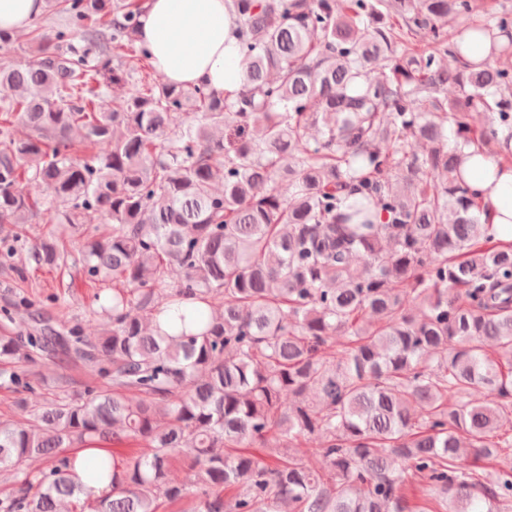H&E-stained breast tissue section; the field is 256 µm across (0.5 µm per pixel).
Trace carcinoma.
<instances>
[{"instance_id":"cac0c4a2","label":"carcinoma","mask_w":512,"mask_h":512,"mask_svg":"<svg viewBox=\"0 0 512 512\" xmlns=\"http://www.w3.org/2000/svg\"><path fill=\"white\" fill-rule=\"evenodd\" d=\"M146 9L46 0L64 23L30 30L27 68L0 65V224L52 225L19 265L0 237V267H60L71 241L80 279L112 284L95 336L63 305L0 336V386L34 392L20 364L48 353L111 380L0 420V471H16L0 512H170L196 493L192 512H430L408 505L394 460L443 510L500 512L512 245L488 236L460 154L512 160L474 126L494 112L512 131V9L232 0L235 96L165 82L138 38ZM473 37L486 59H456ZM300 437L320 439L322 470L291 452ZM256 443L268 458L245 451ZM66 448L104 450L112 491L81 498ZM183 451L189 481L174 483ZM28 457L46 467L19 471Z\"/></svg>"}]
</instances>
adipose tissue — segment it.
<instances>
[{"label":"adipose tissue","mask_w":512,"mask_h":512,"mask_svg":"<svg viewBox=\"0 0 512 512\" xmlns=\"http://www.w3.org/2000/svg\"><path fill=\"white\" fill-rule=\"evenodd\" d=\"M44 0H0V30L28 29L44 12ZM139 36L164 79L177 86L240 92L246 65L238 52L237 26L226 0H149ZM461 168L469 187L488 205V233L512 241V165L463 150Z\"/></svg>","instance_id":"adipose-tissue-1"}]
</instances>
